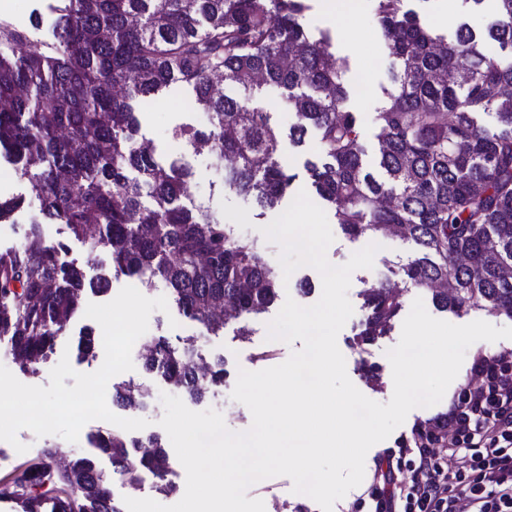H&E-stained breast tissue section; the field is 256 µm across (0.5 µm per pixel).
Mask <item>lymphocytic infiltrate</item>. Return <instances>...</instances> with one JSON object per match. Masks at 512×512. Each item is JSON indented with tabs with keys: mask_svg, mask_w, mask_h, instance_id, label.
Wrapping results in <instances>:
<instances>
[{
	"mask_svg": "<svg viewBox=\"0 0 512 512\" xmlns=\"http://www.w3.org/2000/svg\"><path fill=\"white\" fill-rule=\"evenodd\" d=\"M481 384H461L446 413L421 420L425 443L405 438L376 457L357 502L367 512H512V365H473Z\"/></svg>",
	"mask_w": 512,
	"mask_h": 512,
	"instance_id": "f902f5d3",
	"label": "lymphocytic infiltrate"
}]
</instances>
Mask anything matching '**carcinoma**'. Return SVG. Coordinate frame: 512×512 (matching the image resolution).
Wrapping results in <instances>:
<instances>
[{
  "instance_id": "carcinoma-1",
  "label": "carcinoma",
  "mask_w": 512,
  "mask_h": 512,
  "mask_svg": "<svg viewBox=\"0 0 512 512\" xmlns=\"http://www.w3.org/2000/svg\"><path fill=\"white\" fill-rule=\"evenodd\" d=\"M496 2L499 19L485 35L461 24L439 49L443 37L403 10V0H376L398 67L376 115L381 179L366 171L359 116L343 106L347 63L330 52V36L304 27L306 0H57L47 52L19 50L24 34L0 22V155L22 164L45 220L107 253L115 274L143 288L164 280L184 317L222 332L224 300L239 317L268 311L277 273L228 225L181 204L187 171L159 162L139 138L135 105L171 84L192 87L212 122L177 136L231 158L224 187L267 208L292 194L296 180L278 161L280 133L249 105L275 87L297 115L290 143L317 135L306 171L345 235L378 241L397 226L413 245L399 267L407 287L432 288L441 311L512 316V0ZM492 44L499 51L489 52ZM217 79L245 96L224 95ZM481 112L494 113L497 129L478 125ZM23 204L0 201V221ZM67 249L32 224L20 247L0 252V338L24 372L36 373L53 352L85 290L109 291V278L87 282L62 260ZM364 309L360 346L392 329L403 296L371 286ZM194 364L191 347L163 337L144 360L146 371L200 401L224 382V358L210 362L205 379ZM145 397L142 387L113 385L117 405ZM91 443L124 480L149 471L160 492L174 490L160 436L105 430ZM57 455L46 449L0 484V500L17 512H122L92 459L55 469Z\"/></svg>"
}]
</instances>
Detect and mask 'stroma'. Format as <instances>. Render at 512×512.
<instances>
[{"instance_id": "stroma-1", "label": "stroma", "mask_w": 512, "mask_h": 512, "mask_svg": "<svg viewBox=\"0 0 512 512\" xmlns=\"http://www.w3.org/2000/svg\"><path fill=\"white\" fill-rule=\"evenodd\" d=\"M52 4L53 0H11L9 7L0 8V21L24 33L26 48L43 51L54 41ZM321 5L322 0H308L304 24L313 33H328L333 51L348 62L345 82L349 95L344 106L361 118L358 142L364 152L365 164L373 172L377 169L381 149L376 114L383 104L385 89L392 84L394 70V60L389 54L376 14V2L358 0L357 10L348 22L327 15ZM403 6L416 14L428 30L446 38L453 35L459 24L465 23L482 31L497 19L494 0H485L477 10L471 8L468 0H403ZM138 116L140 134L153 144L160 160L176 163L189 171L182 204L189 208H204L213 217L230 224L237 238L252 243L268 265L278 267L280 248L266 240L261 229L281 214V207L264 210L251 197L225 189L224 168L214 155L186 143L179 147L173 144L174 132L180 127L204 129L211 123L210 114L196 106L193 92L180 84L171 85L139 106ZM15 196L24 197L25 207L10 220L0 223V252L20 246L28 225L39 219L42 209L41 200L32 193L30 182L22 175L20 167L0 156V200ZM43 231L48 242H67L68 250L63 258L80 267L86 280H96L106 273L109 266L106 256L90 252L81 242L71 239L66 225L47 224ZM411 253L412 247L406 240L390 237L386 248L376 252L372 268L358 269L352 273L348 298L353 306V314L337 337L352 383L369 399L384 404L389 402L393 394L392 368L387 352L398 344L402 328L394 326L388 335L363 348L355 345L354 338L365 318L363 294L370 285H386L401 291L403 301L408 306L418 298L429 300L428 290L407 288L402 283L397 266L406 262ZM127 284V277L119 275L113 277L108 294L85 293L81 299L82 306L73 316L66 335L58 338L55 353L40 366L37 374L21 372L17 375L18 380L27 385L49 386V374L64 356L78 372L97 371L104 362L103 348H96L89 357L80 356L76 350L80 332L97 326L95 320L86 317L84 307L92 302H109L111 296L117 295ZM273 318L270 312L246 318L242 323L248 326L250 333L240 336L236 330L242 323L235 320L229 321L223 332L216 334L203 324L181 317L176 304H169L167 311L153 312L142 343L133 346V370L114 377L118 383L148 386L149 396L142 406L114 407V414L124 418L146 419L148 425L143 430L144 435H163L164 430L159 424L164 413L160 395L165 392L179 397L183 391L159 374L145 371L143 345L163 336L172 345L179 346L185 338L190 337L194 340L198 357L207 360L224 358L231 377L224 384L212 387L202 401L189 402V409L198 412L216 410L222 414L228 429L247 431L252 424L251 412L231 397L236 384L235 373L241 369L258 371L279 365L288 359L292 350L303 347L299 340L290 344L268 340L267 325ZM264 351L268 352V359L258 360V353ZM106 426L103 420L88 422L75 444L57 435L38 437L27 429L19 431L18 438L27 444L28 449L20 454L9 443L0 441V480L12 477L24 465L39 461L45 448L50 445L58 446L73 457L91 453L92 435ZM292 488L290 478L278 476L267 479L265 484L252 485L246 496L263 500L265 512H293L295 505L302 502L307 504L310 512H321L315 501L293 493Z\"/></svg>"}]
</instances>
